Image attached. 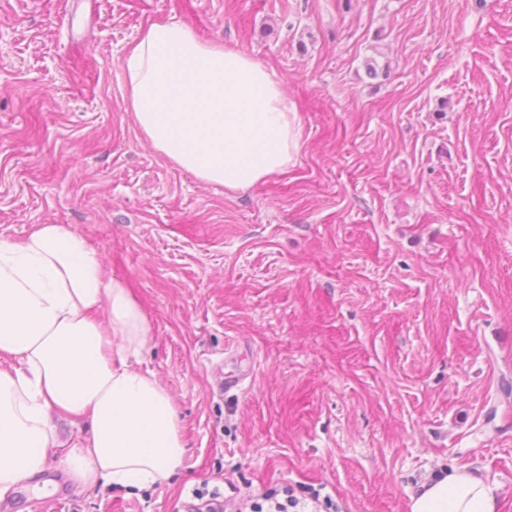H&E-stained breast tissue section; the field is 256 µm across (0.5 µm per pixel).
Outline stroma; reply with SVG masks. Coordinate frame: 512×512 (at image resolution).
<instances>
[{
    "label": "stroma",
    "mask_w": 512,
    "mask_h": 512,
    "mask_svg": "<svg viewBox=\"0 0 512 512\" xmlns=\"http://www.w3.org/2000/svg\"><path fill=\"white\" fill-rule=\"evenodd\" d=\"M165 19L283 79L288 168L231 192L143 139L121 60ZM37 224L130 288L187 451L168 484L54 468L61 494L0 512H190L203 488L236 512L287 484L408 512L451 465L512 512V0H0V237Z\"/></svg>",
    "instance_id": "stroma-1"
}]
</instances>
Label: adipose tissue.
Returning a JSON list of instances; mask_svg holds the SVG:
<instances>
[{
    "mask_svg": "<svg viewBox=\"0 0 512 512\" xmlns=\"http://www.w3.org/2000/svg\"><path fill=\"white\" fill-rule=\"evenodd\" d=\"M128 112L142 136L197 179L236 191L284 170L299 123L282 82L244 52L189 26L143 28L122 60ZM151 324L100 254L64 224L0 238V500L40 494L50 459L75 486L148 489L186 452L168 390L138 369ZM89 415L84 445L58 450L52 413ZM410 512H495L494 488L451 467L412 495Z\"/></svg>",
    "mask_w": 512,
    "mask_h": 512,
    "instance_id": "adipose-tissue-1",
    "label": "adipose tissue"
}]
</instances>
